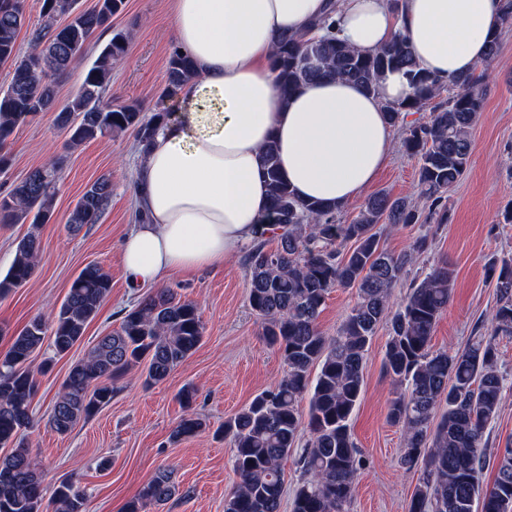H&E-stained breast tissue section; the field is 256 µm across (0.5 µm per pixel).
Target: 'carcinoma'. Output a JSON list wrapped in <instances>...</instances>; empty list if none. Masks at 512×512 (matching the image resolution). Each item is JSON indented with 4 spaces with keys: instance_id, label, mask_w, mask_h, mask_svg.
Listing matches in <instances>:
<instances>
[{
    "instance_id": "carcinoma-1",
    "label": "carcinoma",
    "mask_w": 512,
    "mask_h": 512,
    "mask_svg": "<svg viewBox=\"0 0 512 512\" xmlns=\"http://www.w3.org/2000/svg\"><path fill=\"white\" fill-rule=\"evenodd\" d=\"M41 22L32 29L31 50L20 54L18 36L26 25V0H0V65L12 70L0 90V174L8 171L6 150L14 129L43 112L56 113L68 133V149L112 134L132 131L147 145L170 113L146 116L136 105L114 107L105 101L112 65L126 52L127 36L116 33L85 70L74 97L57 108V82L82 60L92 36L125 8V0H102L81 9L79 0H39ZM275 88L289 98L305 83L323 77L350 79L374 92L385 72L402 70L412 88L399 105H384L390 124L405 112H430L429 120L403 131L404 151L417 158L418 186L431 201L429 217L448 223L445 194L464 175L471 152L470 130L482 112L483 74L473 71L445 86L421 70L407 37L396 33L382 49L362 54L332 36L302 39L282 35L275 46ZM193 72V62L171 49L166 96L179 97ZM448 98L438 100L441 92ZM269 208L246 254L248 302L260 319L266 341L281 353L286 371L273 388L224 420L216 433L234 448L237 486L224 498V512H280L284 466L303 437L298 485L292 512H345L362 466L350 433L352 414L364 391L367 354L381 322L389 339L382 361L396 385L388 418L400 426L404 447L400 465L420 476L408 512H512V446L495 455L493 485L483 487L487 462L484 434L497 416L504 375L496 336L512 335V262L496 277L497 302L479 334L466 347L435 350L434 328L448 309L454 270L443 260L411 285L402 301L390 303L391 290L417 253L421 239L401 255L388 253L376 230L379 224H417L420 213L406 197L385 192L370 196L355 220L343 224L339 209L299 202L280 171L274 142L262 150ZM58 171L32 169L0 197V224H31L14 260L0 276V298L23 287L35 271L41 242L38 227L54 215ZM112 197V179L89 185L69 212L73 234L96 223ZM275 248H267L270 238ZM351 243L347 252L340 250ZM357 289V301L338 336L327 338L318 318L332 289ZM112 281L98 264L86 265L72 281L51 323L32 318L0 355V512H48L42 475L25 448L24 431L33 418L38 392L35 354L49 344L57 356L84 336L110 294ZM203 338L198 307L159 290L125 311L119 329L98 338L87 355L72 364L52 407L49 423L59 434L93 417L112 402L116 382L135 366H144L146 382L166 379L197 349ZM318 371L310 377L311 368ZM195 397L187 386L179 393L185 414L171 433L177 442L206 427L190 411ZM176 487L166 470L158 472L126 504L125 512H147L166 505ZM87 494L71 478L52 494L55 512H85Z\"/></svg>"
}]
</instances>
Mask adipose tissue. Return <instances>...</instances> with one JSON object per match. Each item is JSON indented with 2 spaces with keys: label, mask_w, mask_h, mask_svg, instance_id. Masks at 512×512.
<instances>
[{
  "label": "adipose tissue",
  "mask_w": 512,
  "mask_h": 512,
  "mask_svg": "<svg viewBox=\"0 0 512 512\" xmlns=\"http://www.w3.org/2000/svg\"><path fill=\"white\" fill-rule=\"evenodd\" d=\"M503 0H174L178 48L195 71L176 120L140 150L134 224L121 243L133 287L190 269L220 268L254 237L266 212L261 151L275 141L299 200L344 207L374 183L393 150L384 103L407 98L403 73L376 93L320 78L290 100L275 88L272 55L283 33L304 35L332 16L338 37L373 53L404 31L425 71L448 81L480 64L501 28Z\"/></svg>",
  "instance_id": "1"
}]
</instances>
